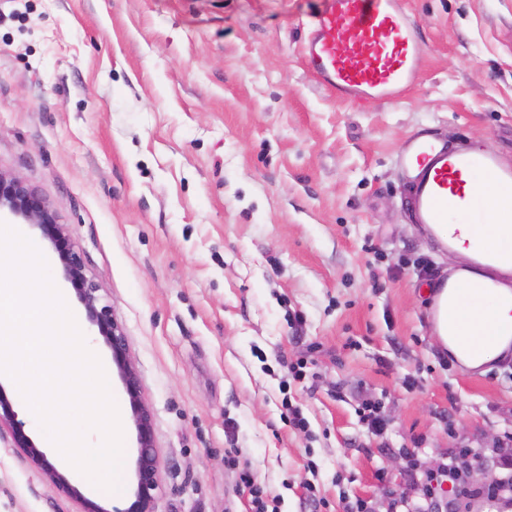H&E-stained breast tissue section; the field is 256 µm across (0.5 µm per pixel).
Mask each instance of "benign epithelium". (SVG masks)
<instances>
[{
  "label": "benign epithelium",
  "instance_id": "7a95c632",
  "mask_svg": "<svg viewBox=\"0 0 512 512\" xmlns=\"http://www.w3.org/2000/svg\"><path fill=\"white\" fill-rule=\"evenodd\" d=\"M6 214L40 229L42 236L57 253L64 278L77 291L89 322L97 326L109 348L112 364L128 398L131 420L136 432L137 454L134 460V489L129 505L124 509H108L87 497L73 484L66 471L39 446L26 431V422L19 418L12 402L0 385V433L10 434L13 447L42 477L78 506V512H154V503L161 489L160 462L154 445L153 414L142 394L141 379L130 354L123 325L112 314L111 306L100 295V288L84 273L80 255L72 246L68 231L57 223L56 215L47 202L22 179L0 172V214ZM462 481L478 484L488 474L474 468L463 459L459 468Z\"/></svg>",
  "mask_w": 512,
  "mask_h": 512
}]
</instances>
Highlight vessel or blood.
<instances>
[{"instance_id": "1", "label": "vessel or blood", "mask_w": 512, "mask_h": 512, "mask_svg": "<svg viewBox=\"0 0 512 512\" xmlns=\"http://www.w3.org/2000/svg\"><path fill=\"white\" fill-rule=\"evenodd\" d=\"M301 55L311 74L345 101L396 103L415 86L422 71L414 23L405 0H321ZM410 189L411 221L425 225L438 248L452 249L446 228L456 211L483 219L490 204L483 180L512 188V167L491 154L454 150L425 135L404 141L395 154ZM512 288V227L494 246L477 245L469 266L439 275L433 287L447 292L448 310L431 308L430 320L448 317V333L467 335L477 321L476 303L496 288Z\"/></svg>"}]
</instances>
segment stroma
Returning a JSON list of instances; mask_svg holds the SVG:
<instances>
[{"mask_svg":"<svg viewBox=\"0 0 512 512\" xmlns=\"http://www.w3.org/2000/svg\"><path fill=\"white\" fill-rule=\"evenodd\" d=\"M406 4L424 73L356 106L300 55L321 0H0V171L48 202L125 328L155 512H251L241 466L279 512H392L467 450L502 475L512 357L478 375L434 344L429 286L457 264L407 222L393 156L426 128L512 162V0ZM111 393L121 488L93 496L120 507L136 438ZM77 509L0 435V512Z\"/></svg>","mask_w":512,"mask_h":512,"instance_id":"35a3bbf8","label":"stroma"}]
</instances>
